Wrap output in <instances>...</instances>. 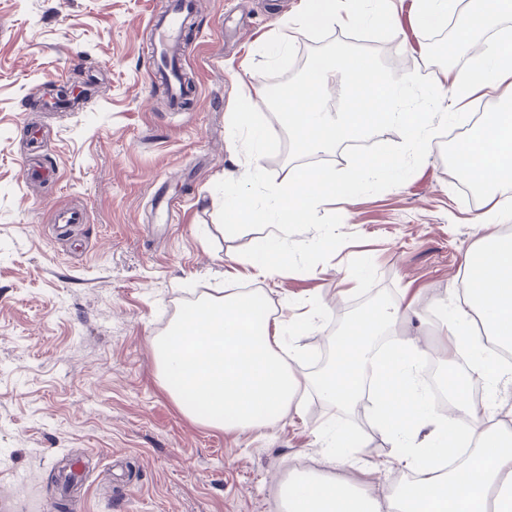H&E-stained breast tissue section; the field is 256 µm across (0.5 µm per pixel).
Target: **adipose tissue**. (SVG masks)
<instances>
[{"instance_id":"ef3b65f1","label":"adipose tissue","mask_w":512,"mask_h":512,"mask_svg":"<svg viewBox=\"0 0 512 512\" xmlns=\"http://www.w3.org/2000/svg\"><path fill=\"white\" fill-rule=\"evenodd\" d=\"M391 0H311L308 25L395 23ZM485 127L497 140L473 133L456 149L455 178L484 185L495 197L478 219L480 246L461 262L462 296L452 318L440 319L435 351L449 365L447 410L436 409L423 386L425 354L415 337L387 352L377 343L397 336L420 317L416 299L400 297L351 320L335 336L329 364L317 375L295 373L287 364L298 347L294 328L282 316L254 322L255 290L231 288L218 299L202 298L183 310L166 335L153 340L158 378L188 418L218 430L251 431L300 412L302 392L316 388L328 403L353 409L370 403L375 426L392 447L405 449L399 464L408 471L395 491L378 498L339 478L342 470L368 473L348 433L330 431L328 471L289 476L283 512H512V430L495 419V388L512 381L494 344L512 346V235L498 229L506 201L499 189L512 186V117L487 112ZM467 351L473 372L486 386L472 399L452 365Z\"/></svg>"}]
</instances>
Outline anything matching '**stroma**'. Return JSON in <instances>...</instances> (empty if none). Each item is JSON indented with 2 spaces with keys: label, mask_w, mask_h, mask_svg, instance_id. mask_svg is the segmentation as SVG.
Returning a JSON list of instances; mask_svg holds the SVG:
<instances>
[{
  "label": "stroma",
  "mask_w": 512,
  "mask_h": 512,
  "mask_svg": "<svg viewBox=\"0 0 512 512\" xmlns=\"http://www.w3.org/2000/svg\"><path fill=\"white\" fill-rule=\"evenodd\" d=\"M164 3L0 0V504L58 512L57 470L73 459L84 475L74 512H280V478L300 460L323 468L334 419L377 464L371 489L386 495L404 472L366 407L340 414L312 389L301 418L208 428L161 386L152 340L202 293L254 288L273 307L313 314L299 338L308 355L293 368L314 374L352 309L409 290L430 344L433 310L451 309L461 256L484 234L472 219L485 202L469 203L451 171L469 127L435 138L402 185L323 203L351 242L273 281L233 265L264 234L222 233L215 185L248 165L227 128L236 97L260 105L311 47L378 49L393 70L440 83L447 100L460 69L426 61L413 0H396L393 25L300 29L273 58L266 46L304 0H200L185 39L193 101L174 112L149 78L150 20ZM30 162L54 166L56 179L25 182ZM159 190L178 198V223H156ZM68 208L86 216L70 238L54 224Z\"/></svg>",
  "instance_id": "stroma-1"
}]
</instances>
